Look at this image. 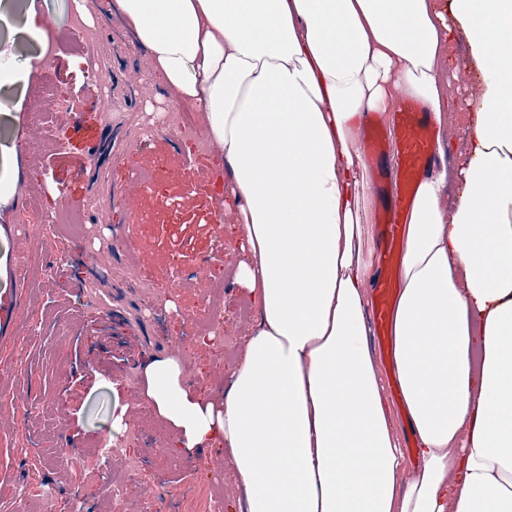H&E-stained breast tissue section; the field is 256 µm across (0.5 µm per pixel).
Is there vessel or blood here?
Listing matches in <instances>:
<instances>
[{"label":"vessel or blood","instance_id":"vessel-or-blood-1","mask_svg":"<svg viewBox=\"0 0 512 512\" xmlns=\"http://www.w3.org/2000/svg\"><path fill=\"white\" fill-rule=\"evenodd\" d=\"M395 146L400 160L397 188L387 186L383 169H375L373 195L383 210L377 219L380 243L378 275L373 283L375 300L369 314L371 332L386 340L400 268L402 224L420 182L433 175L442 159L431 136L428 116L417 102H402L392 116Z\"/></svg>","mask_w":512,"mask_h":512}]
</instances>
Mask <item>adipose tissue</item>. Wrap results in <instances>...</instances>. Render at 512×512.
<instances>
[{
	"instance_id": "1",
	"label": "adipose tissue",
	"mask_w": 512,
	"mask_h": 512,
	"mask_svg": "<svg viewBox=\"0 0 512 512\" xmlns=\"http://www.w3.org/2000/svg\"><path fill=\"white\" fill-rule=\"evenodd\" d=\"M122 15L154 82L201 112L256 313L222 389L173 354L140 395L180 452L217 448L238 512H512V0H73ZM482 105L466 156L417 188L403 226L394 373L420 466L402 480L367 341L364 112L420 101L448 131L449 36ZM461 187L443 206L449 181Z\"/></svg>"
}]
</instances>
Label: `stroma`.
Instances as JSON below:
<instances>
[{
  "label": "stroma",
  "instance_id": "obj_1",
  "mask_svg": "<svg viewBox=\"0 0 512 512\" xmlns=\"http://www.w3.org/2000/svg\"><path fill=\"white\" fill-rule=\"evenodd\" d=\"M61 37L46 65L31 68L32 40L13 0H0V68L14 75L0 84L19 112H0V173L20 178L19 200L0 202V512H27L50 496L66 512H85L108 492L106 466L89 472L87 459L103 439L124 434L112 424L115 400L137 403V377L152 356L171 353L173 338L193 335L206 293L203 268L241 257L234 217L209 186L219 151H188L165 129L142 139L148 112L169 104L149 79L145 51L115 16H100L86 38L70 31L72 0H32ZM449 52L459 68L448 78V98L467 96L468 111L448 118L447 165L465 156L471 111L481 105V77L467 68L468 45L453 30ZM53 84L70 110L56 135L31 118L43 107L39 91ZM153 190L137 186L145 168ZM38 191L44 210L80 212L96 228L85 239L57 242L46 224H23L26 198ZM135 245L139 265L123 269V253L110 247L113 229ZM25 253L29 275L17 270ZM193 277L175 287L172 270ZM177 306L168 328L144 310L148 299ZM164 432L149 449L169 495L214 477L218 456L207 449L175 455ZM58 451L48 463L47 449Z\"/></svg>",
  "mask_w": 512,
  "mask_h": 512
}]
</instances>
